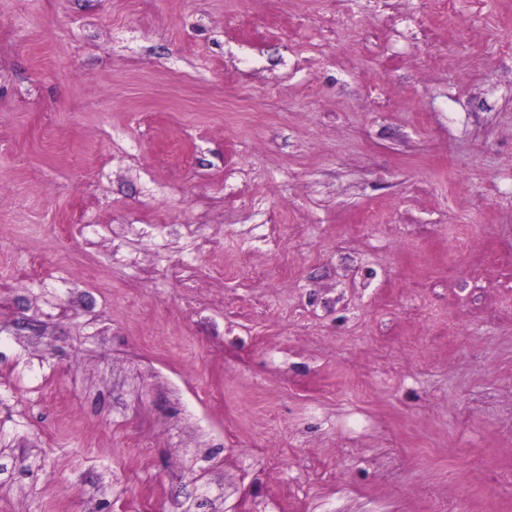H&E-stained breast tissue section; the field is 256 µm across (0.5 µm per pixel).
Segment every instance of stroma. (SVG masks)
<instances>
[{
	"mask_svg": "<svg viewBox=\"0 0 512 512\" xmlns=\"http://www.w3.org/2000/svg\"><path fill=\"white\" fill-rule=\"evenodd\" d=\"M0 0V512H512V0Z\"/></svg>",
	"mask_w": 512,
	"mask_h": 512,
	"instance_id": "obj_1",
	"label": "stroma"
}]
</instances>
